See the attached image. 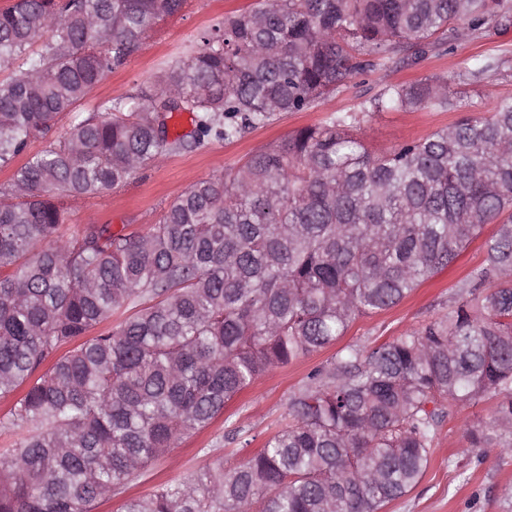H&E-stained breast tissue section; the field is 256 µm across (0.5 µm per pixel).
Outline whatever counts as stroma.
Wrapping results in <instances>:
<instances>
[{"instance_id":"1","label":"stroma","mask_w":512,"mask_h":512,"mask_svg":"<svg viewBox=\"0 0 512 512\" xmlns=\"http://www.w3.org/2000/svg\"><path fill=\"white\" fill-rule=\"evenodd\" d=\"M252 4L253 0H187L179 14L157 23L143 45L123 65L107 73L94 89L91 104L134 93L169 61L195 50L202 33L227 16L247 13ZM479 54L502 59V67L478 82L459 79L463 61ZM442 76L457 77V89L471 100L475 115L488 116L497 99L512 97V24L451 41L447 51L427 54L414 63L356 72L308 111L280 114L232 141L205 139L198 148L168 155L103 194L60 199L68 221L59 233L69 238L86 225L107 224L116 232L146 234L160 223L168 203L198 180L234 171L251 154L281 144L294 131L317 124L332 113L358 108L385 86ZM456 117L453 111L428 109L374 113L365 116L359 135L370 149L383 150L426 137ZM483 257L480 242H473L454 263L431 274L399 305L359 317L333 345L272 369L235 396L209 428L181 439L176 448L130 482L124 494L99 505L95 512H123L127 499L205 468L216 458H223L225 466L236 465L278 429L288 411L290 393L313 369L346 347L368 352L442 317L463 276L481 264ZM498 402V397L490 396L469 408L448 407L422 481L407 496L386 505L383 512H512V496L507 493L512 486V455L503 453L496 441L480 450L470 448L467 441L468 428L489 421Z\"/></svg>"}]
</instances>
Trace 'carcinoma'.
Here are the masks:
<instances>
[{"label": "carcinoma", "instance_id": "1", "mask_svg": "<svg viewBox=\"0 0 512 512\" xmlns=\"http://www.w3.org/2000/svg\"><path fill=\"white\" fill-rule=\"evenodd\" d=\"M186 0H13L0 8V166L46 146L0 188V512H93L207 428L269 370L318 352L360 316L483 243L448 313L369 353L314 369L288 416L239 464L160 484L124 512H380L418 486L445 404L502 397L472 448L512 437V97L379 153L357 136L385 110L456 111L448 79L389 86L298 129L229 176L197 181L146 235L89 224L59 235V195L126 183L207 138L303 112L358 70L512 22V0H256L129 96L80 106ZM48 33L41 53L26 57ZM499 67L466 61L458 77ZM187 112L194 128L171 130ZM138 311L92 338L112 313Z\"/></svg>", "mask_w": 512, "mask_h": 512}]
</instances>
